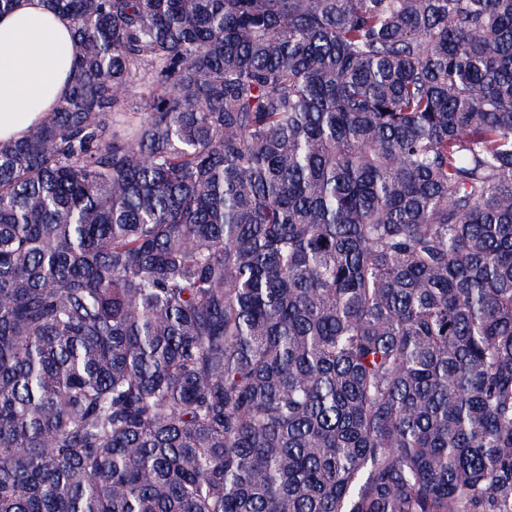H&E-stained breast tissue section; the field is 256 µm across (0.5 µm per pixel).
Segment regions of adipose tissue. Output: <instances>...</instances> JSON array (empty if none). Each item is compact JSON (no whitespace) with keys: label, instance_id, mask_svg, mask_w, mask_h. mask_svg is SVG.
Instances as JSON below:
<instances>
[{"label":"adipose tissue","instance_id":"adipose-tissue-1","mask_svg":"<svg viewBox=\"0 0 512 512\" xmlns=\"http://www.w3.org/2000/svg\"><path fill=\"white\" fill-rule=\"evenodd\" d=\"M79 45L47 0H16L0 15V139L18 140L68 94Z\"/></svg>","mask_w":512,"mask_h":512}]
</instances>
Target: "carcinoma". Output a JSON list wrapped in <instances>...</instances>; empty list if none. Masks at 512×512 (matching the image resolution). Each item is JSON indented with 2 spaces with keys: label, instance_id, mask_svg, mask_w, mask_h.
<instances>
[{
  "label": "carcinoma",
  "instance_id": "obj_1",
  "mask_svg": "<svg viewBox=\"0 0 512 512\" xmlns=\"http://www.w3.org/2000/svg\"><path fill=\"white\" fill-rule=\"evenodd\" d=\"M50 2L0 512H512V0Z\"/></svg>",
  "mask_w": 512,
  "mask_h": 512
}]
</instances>
